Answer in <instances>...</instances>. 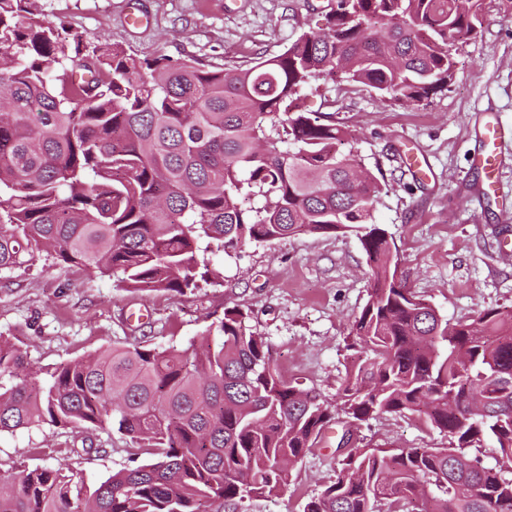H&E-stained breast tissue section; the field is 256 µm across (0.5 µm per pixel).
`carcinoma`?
<instances>
[{
	"label": "carcinoma",
	"instance_id": "obj_1",
	"mask_svg": "<svg viewBox=\"0 0 512 512\" xmlns=\"http://www.w3.org/2000/svg\"><path fill=\"white\" fill-rule=\"evenodd\" d=\"M484 0H336L324 28L248 68L142 58L40 18L36 0H0V273L36 256L121 276L128 289L184 294L208 255L301 234L359 238L371 280L351 327L352 363L335 409L283 379L246 314L224 310L184 348L109 346L34 381L0 334V432L110 429L132 460L94 490L48 467L0 475V512H213L292 483L289 464L338 415L363 423L418 413L448 436L407 454L340 452L302 512H512V478L470 449L512 456V310L448 327L398 285L373 223L380 186L338 146L350 133L304 112L321 77L418 103L448 89V47L471 35ZM243 197L260 204L244 210ZM487 400L464 420L448 395Z\"/></svg>",
	"mask_w": 512,
	"mask_h": 512
}]
</instances>
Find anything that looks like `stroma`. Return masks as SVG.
<instances>
[{
    "instance_id": "35a3bbf8",
    "label": "stroma",
    "mask_w": 512,
    "mask_h": 512,
    "mask_svg": "<svg viewBox=\"0 0 512 512\" xmlns=\"http://www.w3.org/2000/svg\"><path fill=\"white\" fill-rule=\"evenodd\" d=\"M336 0H140L147 25L127 22L126 0H38L44 21L104 36L142 56L249 66L282 54L318 31ZM447 90L402 106L370 89L343 93L324 76L303 99L310 112L336 100L353 153L381 186L373 220L393 242L400 283L449 324L484 310H512V142L503 146L500 190L487 192L471 163L486 121L512 126V0H485L483 23L453 44ZM193 291L135 292L108 278L39 257L0 274V332L23 351L32 376L109 345L184 347L198 342L225 309L247 312L274 366L292 385L335 403L351 363L350 327L370 291L355 234H302L217 254ZM341 426L296 465L277 496L243 502L239 512H301L336 470ZM93 449H86V439ZM358 447L436 448L448 438L422 416L382 415L356 431ZM125 439L107 430L48 424L0 434V471L19 465L72 471L87 487L130 466Z\"/></svg>"
}]
</instances>
